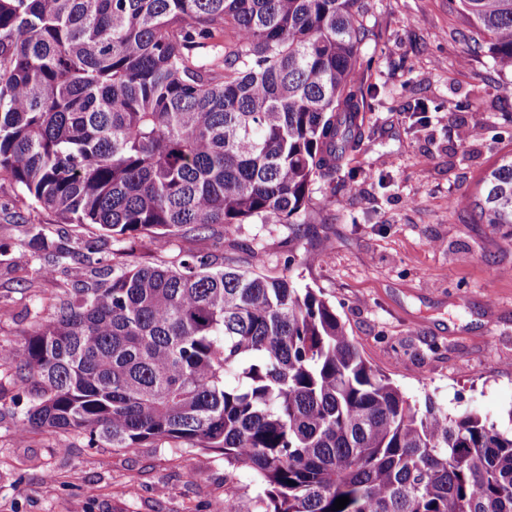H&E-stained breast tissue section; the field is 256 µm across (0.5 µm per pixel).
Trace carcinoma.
<instances>
[{
  "label": "carcinoma",
  "mask_w": 512,
  "mask_h": 512,
  "mask_svg": "<svg viewBox=\"0 0 512 512\" xmlns=\"http://www.w3.org/2000/svg\"><path fill=\"white\" fill-rule=\"evenodd\" d=\"M362 0H0V174L87 245L308 224L369 136ZM512 69V0H448ZM454 205L512 225V158ZM36 247L54 245L38 224ZM0 367L33 382L21 432L93 448L176 440L252 470L259 512H512V431L411 403L336 310L290 278L185 254L98 258ZM349 497L342 510L339 497Z\"/></svg>",
  "instance_id": "cac0c4a2"
}]
</instances>
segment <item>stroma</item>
Segmentation results:
<instances>
[{"mask_svg": "<svg viewBox=\"0 0 512 512\" xmlns=\"http://www.w3.org/2000/svg\"><path fill=\"white\" fill-rule=\"evenodd\" d=\"M359 76L376 95L371 135L334 182L333 203L292 234L284 224L222 226L164 247L113 243L111 264H173L183 252L254 261L264 274L321 290L361 354L410 401L432 398L449 415L478 412L512 429V230L474 224L449 196L475 194L512 154V69L468 54L448 0H371ZM71 251L50 276L0 263V345L18 348L66 290L91 278L85 245L98 230L59 227L0 177V243L26 250L30 225ZM29 408L14 368L0 367V512H220L233 484L239 512H256L253 473L221 454L158 441L87 447L72 433L19 435Z\"/></svg>", "mask_w": 512, "mask_h": 512, "instance_id": "obj_1", "label": "stroma"}]
</instances>
